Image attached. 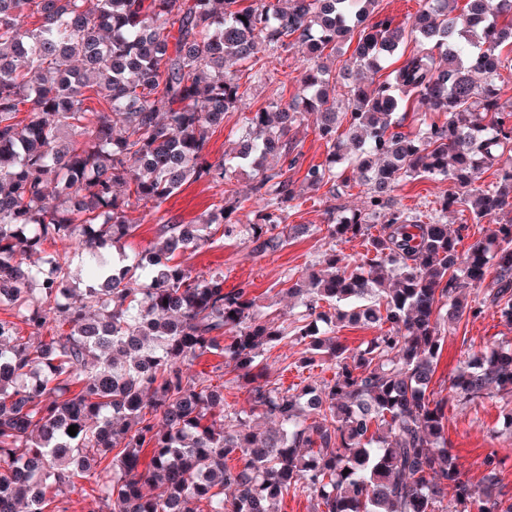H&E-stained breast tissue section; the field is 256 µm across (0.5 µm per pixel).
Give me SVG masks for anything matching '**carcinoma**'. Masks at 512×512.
Returning <instances> with one entry per match:
<instances>
[{"label": "carcinoma", "mask_w": 512, "mask_h": 512, "mask_svg": "<svg viewBox=\"0 0 512 512\" xmlns=\"http://www.w3.org/2000/svg\"><path fill=\"white\" fill-rule=\"evenodd\" d=\"M377 2L0 0V303L13 310L0 318V512H66L64 488L89 476L107 512H275L290 493L314 495L321 512H512L497 451L478 483L465 479L446 444L448 400L430 390L442 326L489 308L512 322V163L499 162L512 109L495 88L512 0H466L459 14L458 0H426L411 24L366 30ZM356 31L338 112L324 58ZM408 39L428 51L366 82ZM297 44L313 61L297 93L244 113L239 147L211 160L213 133L241 109L242 75L275 79L263 53ZM228 58L240 69L224 70ZM410 101L444 120L404 130ZM301 107L329 163L354 167L367 190L363 210L328 225L364 252L333 249L287 288L300 299L291 327L247 288L224 291V272L177 260L213 243L210 219L190 236L162 224L152 248L126 250L131 207L157 209L200 179L224 186V236L243 225L266 254L301 234L286 223ZM236 167L255 172L264 209L245 211ZM485 170L495 182L482 188ZM413 176L448 179L439 213L465 206L495 221L491 237L462 249L440 220L394 207ZM302 183L349 187L321 164ZM58 244L81 258L82 282L46 252ZM492 260L494 288L469 303ZM342 322L380 334L351 350L335 336ZM288 339L305 345L300 368L330 361L333 378L299 394L263 378L258 358ZM207 355L250 386L246 417L229 411L224 385L184 371ZM449 390L474 407L498 398L512 430V345L463 362Z\"/></svg>", "instance_id": "carcinoma-1"}]
</instances>
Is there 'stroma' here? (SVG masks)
Here are the masks:
<instances>
[{
  "mask_svg": "<svg viewBox=\"0 0 512 512\" xmlns=\"http://www.w3.org/2000/svg\"><path fill=\"white\" fill-rule=\"evenodd\" d=\"M278 70L274 81L242 79L244 101L250 109L268 107L289 100L301 77L309 68L299 49L287 56L274 59ZM448 181L438 178L409 177L396 187L393 197L397 207L411 215H433L441 197L448 191ZM300 206L291 211L288 221L308 225L307 233L288 242L273 254L253 253L252 246L239 237H227L187 256L185 263L193 271L220 270L224 273V288L232 290L248 287L261 304L271 305L280 323H290L294 312L293 299L284 292L288 278L298 277L302 270L321 260L329 249L354 255L362 250L360 240L335 243L328 235L327 226L336 216L348 209L363 206L364 188L358 178H351L349 188L340 197H332L326 189L312 190L297 185ZM217 184L200 180L185 183L181 189L159 208L136 206L131 211L138 228L130 243L133 248L153 246L160 224H194L200 217L213 213L220 198ZM512 343V326L502 321L494 311H486L483 318L461 323L457 331L446 334L436 367L432 387L437 397L448 401V427L445 437L448 449L465 476L471 482L481 477V463L489 452H497L503 462L505 483L512 494V434L505 432L497 399L485 400L483 406L473 407L449 398V381L458 372L468 354H480ZM302 345L285 341L267 350L263 355L269 380L284 386L303 389L306 380L320 382L331 379L333 369L323 364L310 371H299L295 363L300 358Z\"/></svg>",
  "mask_w": 512,
  "mask_h": 512,
  "instance_id": "obj_1",
  "label": "stroma"
}]
</instances>
